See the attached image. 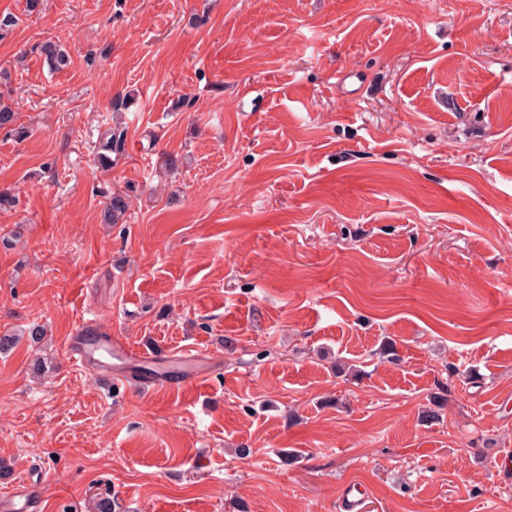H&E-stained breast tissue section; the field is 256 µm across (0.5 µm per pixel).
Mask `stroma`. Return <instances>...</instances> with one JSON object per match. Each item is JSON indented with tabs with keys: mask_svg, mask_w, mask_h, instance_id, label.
Wrapping results in <instances>:
<instances>
[{
	"mask_svg": "<svg viewBox=\"0 0 512 512\" xmlns=\"http://www.w3.org/2000/svg\"><path fill=\"white\" fill-rule=\"evenodd\" d=\"M25 6L0 0L28 132H0V333L21 336L0 492L32 473L43 512H340L354 482L373 512H512V0ZM114 192L127 221L100 223ZM84 319L209 376L98 375L66 352ZM36 49L39 54L44 57V61L49 64L53 72L66 69L71 63L69 54L57 42L51 40L45 41L38 45ZM125 146V132L120 128L110 130L97 152V163L100 167L105 168L112 165V153L119 154Z\"/></svg>",
	"mask_w": 512,
	"mask_h": 512,
	"instance_id": "stroma-1",
	"label": "stroma"
}]
</instances>
